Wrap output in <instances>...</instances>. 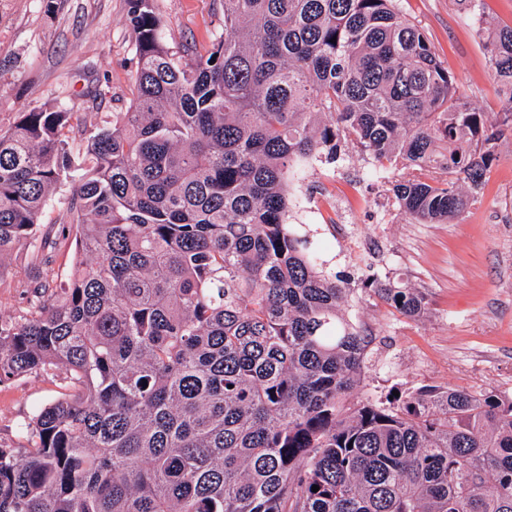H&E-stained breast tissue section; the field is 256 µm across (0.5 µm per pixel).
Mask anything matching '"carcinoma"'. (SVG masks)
<instances>
[{
  "instance_id": "obj_1",
  "label": "carcinoma",
  "mask_w": 512,
  "mask_h": 512,
  "mask_svg": "<svg viewBox=\"0 0 512 512\" xmlns=\"http://www.w3.org/2000/svg\"><path fill=\"white\" fill-rule=\"evenodd\" d=\"M129 111L68 132L81 103L0 129V259L64 178L78 257L60 290L0 316V382L63 370L75 392L0 448V512H512V398L429 386L358 401L349 289L288 223L291 187L352 144L419 224L466 211L512 135V27L485 29L499 110L454 77L396 0H220L199 50L126 0ZM403 316L426 298L372 283ZM319 490L312 491V486Z\"/></svg>"
}]
</instances>
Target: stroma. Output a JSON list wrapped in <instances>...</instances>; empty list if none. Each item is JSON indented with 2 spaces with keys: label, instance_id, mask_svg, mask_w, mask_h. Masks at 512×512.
I'll return each mask as SVG.
<instances>
[{
  "label": "stroma",
  "instance_id": "1",
  "mask_svg": "<svg viewBox=\"0 0 512 512\" xmlns=\"http://www.w3.org/2000/svg\"><path fill=\"white\" fill-rule=\"evenodd\" d=\"M397 4L466 100L497 112L481 29L512 26V0H484L479 16L464 0ZM155 7L173 48L207 45L224 26L218 0H155ZM136 61L126 0H0V128L28 105L76 99L84 103L82 125L111 126L129 106ZM495 154L470 207L445 224L413 223L395 204L391 187L411 168L400 163L373 179L353 146L338 166L314 164L295 189L293 221L324 249L328 270L347 278L344 313L369 341L362 397L383 402L424 386L512 396V136L498 141ZM72 190L63 181L42 215L39 231L56 236L55 249L37 256L20 247L0 262L1 315H23L31 281L62 283L76 255L73 234L60 227ZM368 278L419 289L425 314L402 316L365 287ZM70 392L62 371L1 382L0 446L26 447L23 423Z\"/></svg>",
  "mask_w": 512,
  "mask_h": 512
}]
</instances>
